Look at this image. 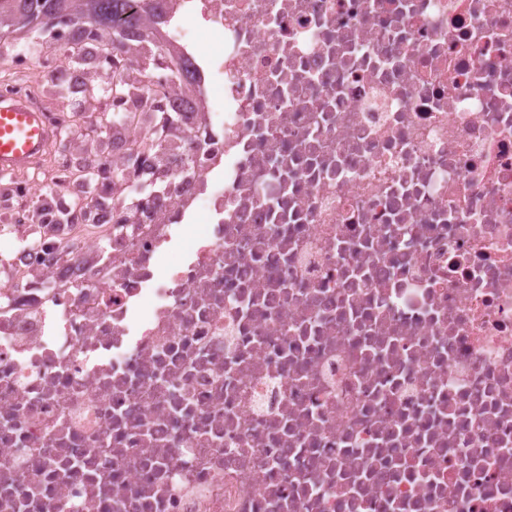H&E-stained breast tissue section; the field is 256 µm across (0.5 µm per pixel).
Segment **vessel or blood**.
I'll use <instances>...</instances> for the list:
<instances>
[{
	"instance_id": "obj_1",
	"label": "vessel or blood",
	"mask_w": 512,
	"mask_h": 512,
	"mask_svg": "<svg viewBox=\"0 0 512 512\" xmlns=\"http://www.w3.org/2000/svg\"><path fill=\"white\" fill-rule=\"evenodd\" d=\"M50 131L36 106L0 97V172L26 169L45 150Z\"/></svg>"
}]
</instances>
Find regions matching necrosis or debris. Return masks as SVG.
<instances>
[{"mask_svg":"<svg viewBox=\"0 0 512 512\" xmlns=\"http://www.w3.org/2000/svg\"><path fill=\"white\" fill-rule=\"evenodd\" d=\"M132 207L0 257V512H512V0H158Z\"/></svg>","mask_w":512,"mask_h":512,"instance_id":"1","label":"necrosis or debris"}]
</instances>
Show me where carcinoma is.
<instances>
[{
  "label": "carcinoma",
  "mask_w": 512,
  "mask_h": 512,
  "mask_svg": "<svg viewBox=\"0 0 512 512\" xmlns=\"http://www.w3.org/2000/svg\"><path fill=\"white\" fill-rule=\"evenodd\" d=\"M14 13L0 18V60L11 58L14 43L25 40L28 53L53 57L60 65L82 73L101 68L118 79L115 86L83 77L73 83L59 82L52 73L44 74L47 91L66 103L71 117H86L89 107L112 113L109 127L97 137L67 127L69 140L63 153L75 143L81 148L73 157L68 178L73 191L67 215L78 212L74 201L93 199L100 208L112 207V196L101 191L107 183L122 182L127 190L141 179L130 178L124 169L112 166L101 149L88 146L99 142L111 144L120 132L123 120L137 114L147 117L151 137L131 145L129 157L163 153L170 137L177 131L176 111L167 103L168 91L182 87L187 74L178 68L168 52L158 45L161 16L154 0H12Z\"/></svg>",
  "instance_id": "obj_1"
}]
</instances>
